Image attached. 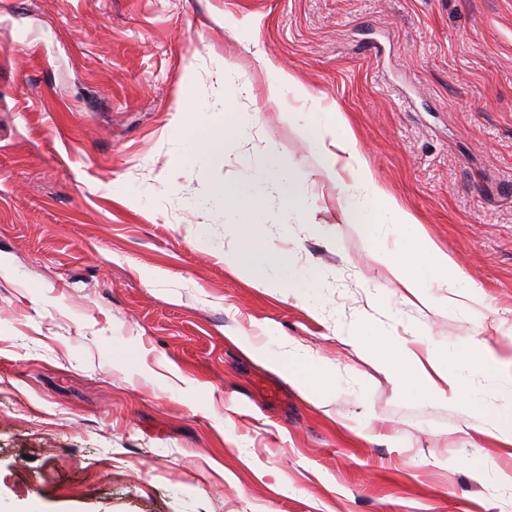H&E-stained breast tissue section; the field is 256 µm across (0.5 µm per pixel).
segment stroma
Returning a JSON list of instances; mask_svg holds the SVG:
<instances>
[{"label":"stroma","mask_w":512,"mask_h":512,"mask_svg":"<svg viewBox=\"0 0 512 512\" xmlns=\"http://www.w3.org/2000/svg\"><path fill=\"white\" fill-rule=\"evenodd\" d=\"M269 60L306 98L265 102ZM186 97L236 130L214 161ZM321 105L457 263L456 306L402 299L393 225L341 223ZM261 156L304 201L256 218L289 256L254 254L269 288L225 262L241 218L210 196ZM368 327L423 357L512 345V0H0V512H512L467 469L512 470L486 433L512 372L433 399L346 345ZM238 336L302 348L326 406Z\"/></svg>","instance_id":"stroma-1"}]
</instances>
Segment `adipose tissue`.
<instances>
[{
    "label": "adipose tissue",
    "mask_w": 512,
    "mask_h": 512,
    "mask_svg": "<svg viewBox=\"0 0 512 512\" xmlns=\"http://www.w3.org/2000/svg\"><path fill=\"white\" fill-rule=\"evenodd\" d=\"M346 121L342 113H318L311 127V140L323 146L325 167L335 170L337 165L355 173L353 189L357 201L343 212L345 221L355 219L358 212H366L369 224H390L403 231L404 236L393 251L381 252L380 259L404 290V299L423 300L420 278L434 281L438 287L457 285V265L431 239L415 216L402 207L378 185L364 165L354 136L345 132ZM278 364L287 373L289 382L315 405H324L328 399L327 387L309 372L305 358L296 352L279 357ZM432 371L430 393L437 398L456 401L465 397L463 370L471 365L485 371H497L500 361L491 351L483 350L470 363L463 364L455 352L449 351L428 360Z\"/></svg>",
    "instance_id": "1"
}]
</instances>
